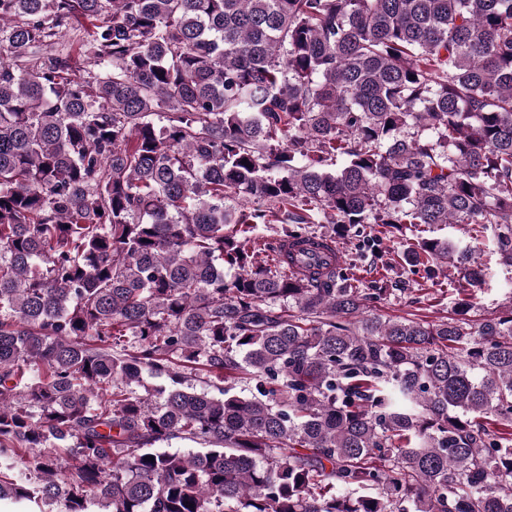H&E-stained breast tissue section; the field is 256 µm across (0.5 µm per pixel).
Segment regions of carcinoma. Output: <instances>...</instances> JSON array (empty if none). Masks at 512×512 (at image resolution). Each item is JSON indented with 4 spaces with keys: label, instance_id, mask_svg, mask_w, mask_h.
I'll list each match as a JSON object with an SVG mask.
<instances>
[{
    "label": "carcinoma",
    "instance_id": "1",
    "mask_svg": "<svg viewBox=\"0 0 512 512\" xmlns=\"http://www.w3.org/2000/svg\"><path fill=\"white\" fill-rule=\"evenodd\" d=\"M359 224L512 271V0H0V502L512 512V303L381 316Z\"/></svg>",
    "mask_w": 512,
    "mask_h": 512
}]
</instances>
